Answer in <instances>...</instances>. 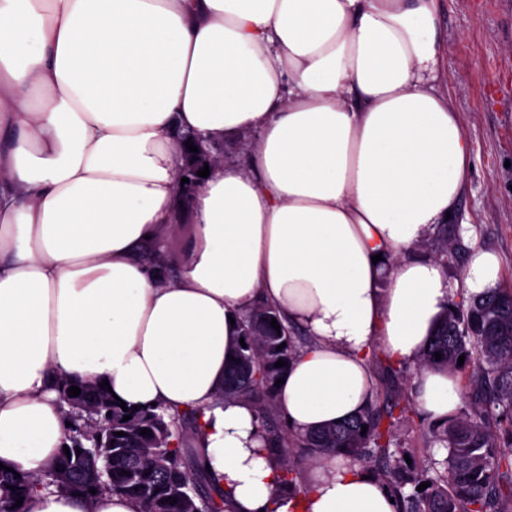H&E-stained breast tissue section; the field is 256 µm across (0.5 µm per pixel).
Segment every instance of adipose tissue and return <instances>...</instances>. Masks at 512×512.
<instances>
[{
    "label": "adipose tissue",
    "instance_id": "1",
    "mask_svg": "<svg viewBox=\"0 0 512 512\" xmlns=\"http://www.w3.org/2000/svg\"><path fill=\"white\" fill-rule=\"evenodd\" d=\"M439 0H0V464L37 475L65 384L197 413L237 512H396L363 469L310 463L276 493L252 405L222 399L258 303L311 336L277 409L293 433L358 414L369 351L417 363L453 290L419 249L457 212L471 145L440 84ZM193 134L231 139L189 197ZM472 246L462 286H496ZM439 419L457 381L421 368ZM24 512H141L35 487Z\"/></svg>",
    "mask_w": 512,
    "mask_h": 512
}]
</instances>
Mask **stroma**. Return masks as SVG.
Returning a JSON list of instances; mask_svg holds the SVG:
<instances>
[{
    "label": "stroma",
    "instance_id": "1",
    "mask_svg": "<svg viewBox=\"0 0 512 512\" xmlns=\"http://www.w3.org/2000/svg\"><path fill=\"white\" fill-rule=\"evenodd\" d=\"M442 83L472 150L469 185L448 227L443 262L455 297L470 243L497 253L500 287L512 288V0H440ZM427 414H412L392 436L415 461L440 455L430 444Z\"/></svg>",
    "mask_w": 512,
    "mask_h": 512
}]
</instances>
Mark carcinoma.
<instances>
[{"mask_svg": "<svg viewBox=\"0 0 512 512\" xmlns=\"http://www.w3.org/2000/svg\"><path fill=\"white\" fill-rule=\"evenodd\" d=\"M277 321L280 330L271 327ZM246 347L224 369V400L246 399L261 421L262 451L281 461L280 490L302 492L303 464L315 457H343L371 471L395 497L398 512H512V290L493 288L450 304L437 320L420 366L455 372L465 379L464 408L428 426L431 442L446 454L419 469L397 457L391 430L411 412L397 401L383 409L378 397L359 415L305 434H292L277 415L275 382L301 350L279 310L259 304L240 321ZM282 349H277L280 344ZM441 353L436 360L434 353ZM464 364L458 365V358ZM286 365L275 366L278 360ZM76 397L63 391L68 404L66 445L41 484L75 491L92 499L111 491L137 499L142 512H230L228 496L198 467L192 446L196 412L165 409L123 411L100 389L80 386ZM131 419L123 420L124 415ZM367 430H362V427ZM151 435L140 434L141 429ZM124 435H118V432ZM81 454H76V451ZM127 474H122V471ZM429 484L418 490L421 483ZM16 490H11V487ZM34 483L26 476L0 471V512H23ZM172 497L171 505L165 499Z\"/></svg>", "mask_w": 512, "mask_h": 512, "instance_id": "cac0c4a2", "label": "carcinoma"}]
</instances>
